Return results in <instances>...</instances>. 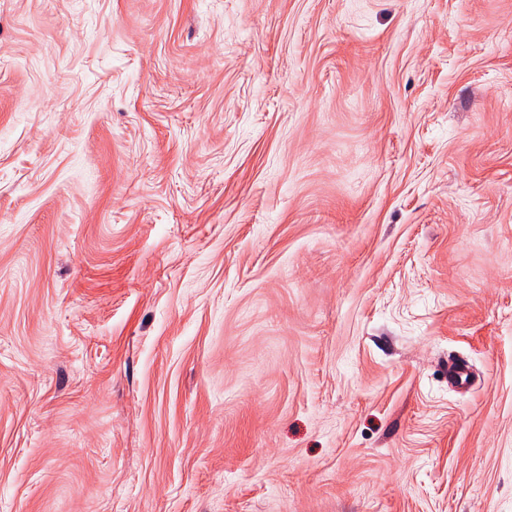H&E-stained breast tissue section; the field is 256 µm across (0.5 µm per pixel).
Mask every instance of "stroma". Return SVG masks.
<instances>
[{
  "label": "stroma",
  "mask_w": 512,
  "mask_h": 512,
  "mask_svg": "<svg viewBox=\"0 0 512 512\" xmlns=\"http://www.w3.org/2000/svg\"><path fill=\"white\" fill-rule=\"evenodd\" d=\"M0 512H512V0H0Z\"/></svg>",
  "instance_id": "1"
}]
</instances>
